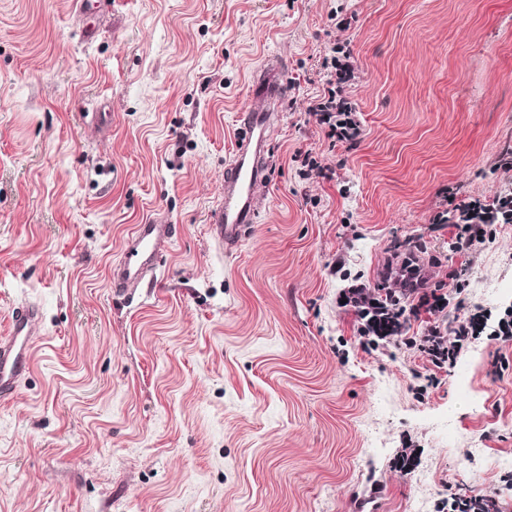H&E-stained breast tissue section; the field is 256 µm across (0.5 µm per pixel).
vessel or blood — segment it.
<instances>
[{
  "label": "vessel or blood",
  "instance_id": "1",
  "mask_svg": "<svg viewBox=\"0 0 512 512\" xmlns=\"http://www.w3.org/2000/svg\"><path fill=\"white\" fill-rule=\"evenodd\" d=\"M286 63L266 58L251 78L252 92L260 107H244L235 149L224 164V199L211 212V229L225 251L239 244L250 224L260 214L258 193L268 177L266 143L279 103L284 95ZM176 233L172 224L153 222L135 225L125 241L124 258L113 275L117 288L136 286L152 275L161 248ZM39 316L36 305L17 307L11 318L9 336L0 339V399L13 395L29 367Z\"/></svg>",
  "mask_w": 512,
  "mask_h": 512
}]
</instances>
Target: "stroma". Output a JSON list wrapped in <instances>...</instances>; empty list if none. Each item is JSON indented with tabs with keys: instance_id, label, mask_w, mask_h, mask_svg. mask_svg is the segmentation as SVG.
I'll return each mask as SVG.
<instances>
[{
	"instance_id": "stroma-1",
	"label": "stroma",
	"mask_w": 512,
	"mask_h": 512,
	"mask_svg": "<svg viewBox=\"0 0 512 512\" xmlns=\"http://www.w3.org/2000/svg\"><path fill=\"white\" fill-rule=\"evenodd\" d=\"M337 43L351 145L305 111ZM269 55L267 198L227 253L207 215ZM508 145L512 0H0V336L20 303L41 317L0 400V512H512V343L441 370L408 344L512 312V224L460 251L435 221L512 190ZM155 219L182 232L153 285L114 292ZM409 253L449 304L366 344L343 292L397 287Z\"/></svg>"
}]
</instances>
